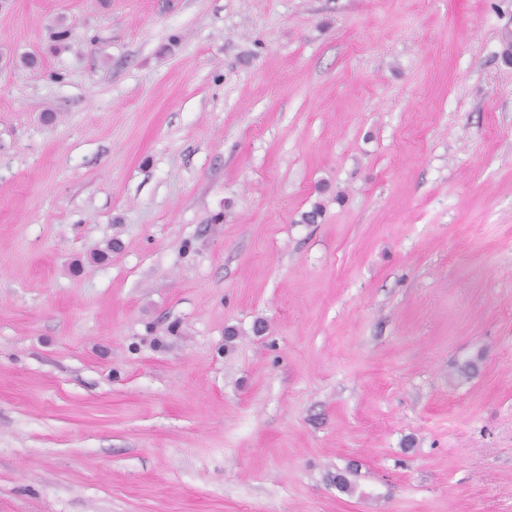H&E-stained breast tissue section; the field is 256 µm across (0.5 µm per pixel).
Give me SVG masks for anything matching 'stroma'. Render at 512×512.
Instances as JSON below:
<instances>
[{"mask_svg":"<svg viewBox=\"0 0 512 512\" xmlns=\"http://www.w3.org/2000/svg\"><path fill=\"white\" fill-rule=\"evenodd\" d=\"M508 25L0 0V512H512Z\"/></svg>","mask_w":512,"mask_h":512,"instance_id":"35a3bbf8","label":"stroma"}]
</instances>
